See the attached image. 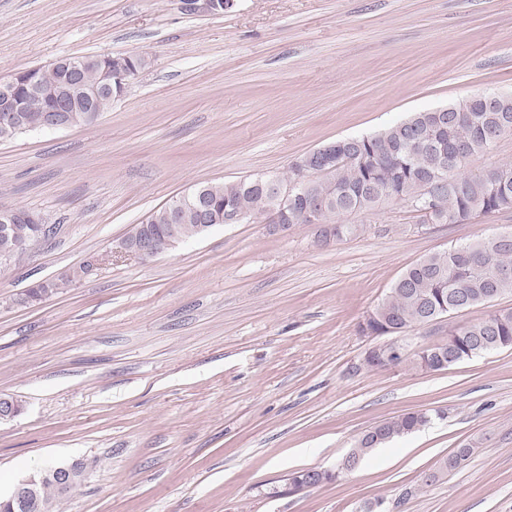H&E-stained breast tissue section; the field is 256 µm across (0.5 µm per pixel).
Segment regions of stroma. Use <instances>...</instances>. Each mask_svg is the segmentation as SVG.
I'll list each match as a JSON object with an SVG mask.
<instances>
[{"label":"stroma","mask_w":512,"mask_h":512,"mask_svg":"<svg viewBox=\"0 0 512 512\" xmlns=\"http://www.w3.org/2000/svg\"><path fill=\"white\" fill-rule=\"evenodd\" d=\"M136 52L151 65L88 125L0 143V209L53 226L0 273V492L82 463L59 512H512V348L432 372L364 367L358 326L434 251L512 231V211L420 224L389 202L316 224H220L149 262L111 248L204 182L280 174L296 157L483 91L512 95V0H0V78L60 56ZM92 263L49 299L38 281ZM512 294L409 331L408 350ZM417 410L421 430L332 483L365 431ZM468 465L427 482L456 448ZM180 0L181 9L186 12H203L213 15L224 14L235 6V0Z\"/></svg>","instance_id":"stroma-1"}]
</instances>
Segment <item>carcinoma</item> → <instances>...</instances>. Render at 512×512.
Masks as SVG:
<instances>
[{
  "label": "carcinoma",
  "mask_w": 512,
  "mask_h": 512,
  "mask_svg": "<svg viewBox=\"0 0 512 512\" xmlns=\"http://www.w3.org/2000/svg\"><path fill=\"white\" fill-rule=\"evenodd\" d=\"M84 80L88 86L108 81L109 71L121 67L126 77L111 84V94L100 103L105 112L112 98L121 95L127 81L136 78L150 60L140 54L83 56ZM21 85L17 102L28 130L41 129L46 99L29 94L23 82L37 81L45 88L64 85V73L52 65L19 71ZM483 94L451 103L444 111L437 109L413 112L407 118L382 130L361 136L336 140V168L308 187L306 198L322 205L320 221L333 217L365 214L383 203L411 201L420 224H464L480 215L512 210V163L493 168L504 175L497 183L485 174L465 172L467 162L459 161L452 152L457 142L466 144L472 158L493 147L499 140L512 137V96L499 95V111L487 112L481 104ZM455 169L448 178L452 183L442 192L429 190L430 180L443 170ZM207 205L214 217L228 212L248 213L268 218L275 210L276 199L264 192V182L247 177L231 182H209ZM145 222L161 236L167 228V207L152 211ZM36 225L19 220L12 225L9 236H0V260L13 247L30 240ZM177 235L193 238L198 234V220L186 210L176 225ZM512 236L502 234L475 243L460 244L429 254L409 266L389 289L388 294L370 314L369 325L375 335H399L425 325L429 309L458 304L470 309L490 303L505 294H512ZM81 266L73 274L57 280L33 284L25 294L38 301L50 297L72 283ZM443 348L455 356V363L491 351L512 348V309H499L486 317L448 332ZM428 411L402 414L374 426L379 432L377 445L414 433L427 426L433 416ZM373 449V445L357 444L342 461L343 468L353 469ZM472 449L458 448L445 461V471L460 469L470 458ZM42 512H56L60 492L51 483L40 491Z\"/></svg>",
  "instance_id": "1"
}]
</instances>
